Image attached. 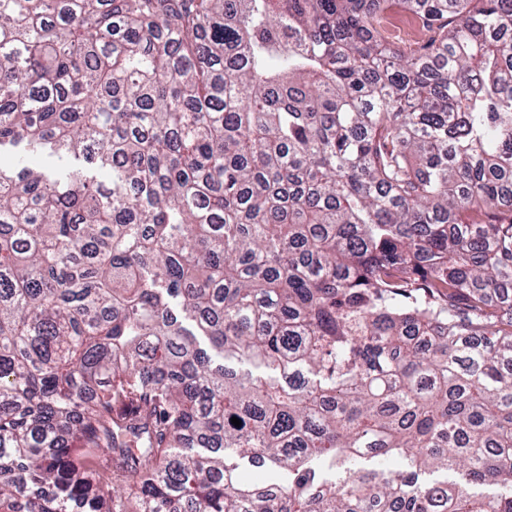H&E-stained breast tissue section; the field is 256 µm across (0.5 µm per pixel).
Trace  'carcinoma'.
I'll return each mask as SVG.
<instances>
[{
  "instance_id": "1",
  "label": "carcinoma",
  "mask_w": 512,
  "mask_h": 512,
  "mask_svg": "<svg viewBox=\"0 0 512 512\" xmlns=\"http://www.w3.org/2000/svg\"><path fill=\"white\" fill-rule=\"evenodd\" d=\"M370 2L0 0V512H512V0ZM412 18H419V16L410 2L407 0H387L378 16L379 35L381 39L386 44L396 46L406 51L419 50L428 42L430 34L423 39L408 44L404 43L401 38L406 21Z\"/></svg>"
}]
</instances>
